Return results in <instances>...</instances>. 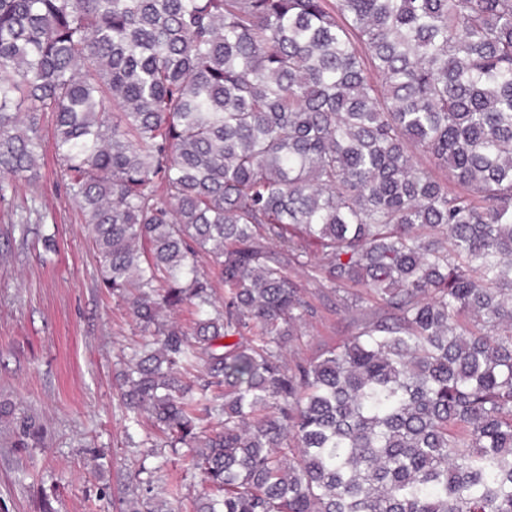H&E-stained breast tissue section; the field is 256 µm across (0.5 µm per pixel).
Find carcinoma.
<instances>
[{
  "instance_id": "carcinoma-1",
  "label": "carcinoma",
  "mask_w": 512,
  "mask_h": 512,
  "mask_svg": "<svg viewBox=\"0 0 512 512\" xmlns=\"http://www.w3.org/2000/svg\"><path fill=\"white\" fill-rule=\"evenodd\" d=\"M48 114L197 512H512V0H0V201ZM306 287L307 296L317 308L316 318L307 326V336H303L300 342L291 343L287 347L288 357L298 355L302 358L316 357L319 352L327 347L334 346L351 335L353 331V315L343 308H336L334 298H323L312 284L307 285L306 274L292 272Z\"/></svg>"
}]
</instances>
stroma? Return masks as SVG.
<instances>
[{
    "instance_id": "obj_1",
    "label": "stroma",
    "mask_w": 512,
    "mask_h": 512,
    "mask_svg": "<svg viewBox=\"0 0 512 512\" xmlns=\"http://www.w3.org/2000/svg\"><path fill=\"white\" fill-rule=\"evenodd\" d=\"M38 188L0 201V403L42 428L33 447H12L0 422V512H121L140 496V464L156 470L152 495L196 512L201 477L184 450L133 448L124 435L117 372L123 348L141 339L124 302L100 281L90 228L66 200L53 150ZM307 295L317 308L288 354L309 359L353 331L350 312Z\"/></svg>"
}]
</instances>
